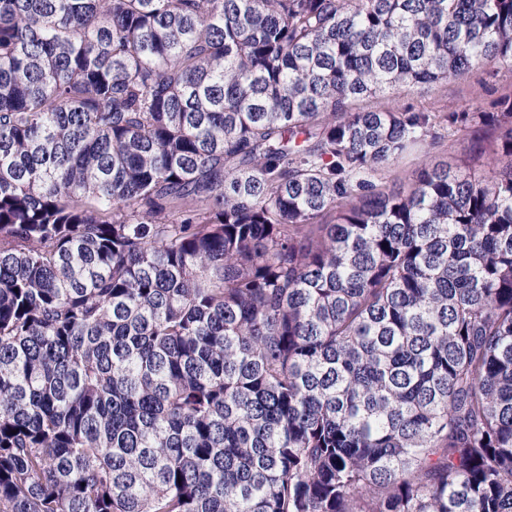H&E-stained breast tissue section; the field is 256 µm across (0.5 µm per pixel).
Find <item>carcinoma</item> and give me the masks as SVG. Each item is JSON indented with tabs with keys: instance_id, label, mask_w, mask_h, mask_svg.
Segmentation results:
<instances>
[{
	"instance_id": "1",
	"label": "carcinoma",
	"mask_w": 512,
	"mask_h": 512,
	"mask_svg": "<svg viewBox=\"0 0 512 512\" xmlns=\"http://www.w3.org/2000/svg\"><path fill=\"white\" fill-rule=\"evenodd\" d=\"M490 59L512 0H0V512H512V99L356 108ZM439 133L441 134V143L438 147L430 149V152L426 155L423 152L416 151L399 168L378 171L374 181L385 187L400 188L407 191L410 185L411 171L415 167L413 163L418 161V158L426 159L427 162L433 165L447 163L455 165L468 162L471 145L470 136L454 127L441 128ZM412 159H415V161Z\"/></svg>"
}]
</instances>
